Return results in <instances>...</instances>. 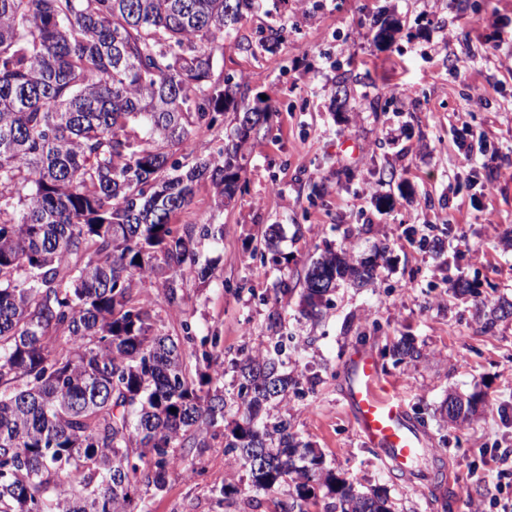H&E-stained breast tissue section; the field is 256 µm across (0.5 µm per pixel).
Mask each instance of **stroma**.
<instances>
[{"mask_svg": "<svg viewBox=\"0 0 512 512\" xmlns=\"http://www.w3.org/2000/svg\"><path fill=\"white\" fill-rule=\"evenodd\" d=\"M385 17L400 30L384 43L374 35ZM217 69L273 111L242 149L235 198L215 208L204 184L178 216L223 225L224 241L199 245L214 276H185L183 310L162 318L219 332L233 393L235 361L264 350L280 314L298 346L287 372L300 379L283 411L337 477L386 492L394 512H495V497H512L497 478L512 450V316L489 330L485 315L512 304V0H264L226 37ZM272 224L283 232L278 266L261 258ZM328 246L373 264L374 281L338 287L314 321L276 290L301 288ZM401 342L413 356H394ZM360 347L428 436L429 482L389 472L358 435L342 394ZM451 394L476 398L469 419L446 422ZM243 473L219 437L193 471L130 509L281 512L283 492L258 495L255 508L217 500L212 486Z\"/></svg>", "mask_w": 512, "mask_h": 512, "instance_id": "35a3bbf8", "label": "stroma"}]
</instances>
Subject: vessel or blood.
Returning <instances> with one entry per match:
<instances>
[{"instance_id": "vessel-or-blood-1", "label": "vessel or blood", "mask_w": 512, "mask_h": 512, "mask_svg": "<svg viewBox=\"0 0 512 512\" xmlns=\"http://www.w3.org/2000/svg\"><path fill=\"white\" fill-rule=\"evenodd\" d=\"M345 399L362 440L392 472L414 475L426 449L396 390L379 372L372 352L354 350L346 360Z\"/></svg>"}]
</instances>
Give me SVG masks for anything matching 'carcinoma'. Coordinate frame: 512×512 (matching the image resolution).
Masks as SVG:
<instances>
[{
  "label": "carcinoma",
  "mask_w": 512,
  "mask_h": 512,
  "mask_svg": "<svg viewBox=\"0 0 512 512\" xmlns=\"http://www.w3.org/2000/svg\"><path fill=\"white\" fill-rule=\"evenodd\" d=\"M255 0H0V512H128L137 483L160 492L211 430L238 417L225 451L259 494L288 486L282 512H393L388 497L339 479L274 408L299 381L283 340L220 385L219 336L166 329L140 285L170 310L197 241L222 224H176L209 182L222 209L240 188L241 150L271 105L216 73L224 36ZM226 112H250L217 152L189 146ZM185 148L183 161L170 150ZM373 279L330 248L307 268L301 311L337 283ZM473 403L446 399L452 423ZM212 492L233 504L236 483Z\"/></svg>",
  "instance_id": "1"
}]
</instances>
